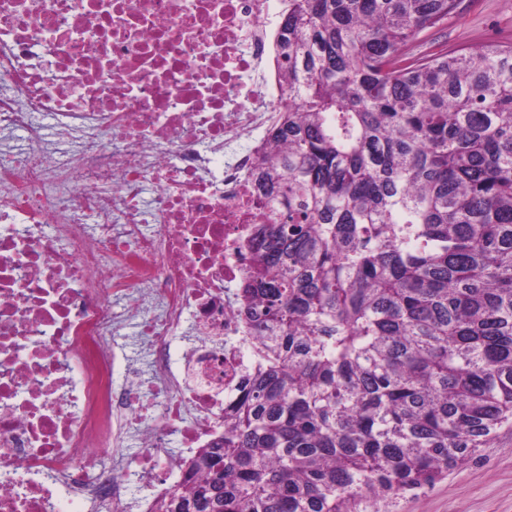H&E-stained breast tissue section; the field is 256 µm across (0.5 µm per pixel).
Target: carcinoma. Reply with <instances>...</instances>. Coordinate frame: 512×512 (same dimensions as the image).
Wrapping results in <instances>:
<instances>
[{"label":"carcinoma","instance_id":"obj_1","mask_svg":"<svg viewBox=\"0 0 512 512\" xmlns=\"http://www.w3.org/2000/svg\"><path fill=\"white\" fill-rule=\"evenodd\" d=\"M461 2L288 0L259 368L156 512H352L512 425V45L409 50Z\"/></svg>","mask_w":512,"mask_h":512}]
</instances>
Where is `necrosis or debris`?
<instances>
[{
    "label": "necrosis or debris",
    "instance_id": "4bbe7bcc",
    "mask_svg": "<svg viewBox=\"0 0 512 512\" xmlns=\"http://www.w3.org/2000/svg\"><path fill=\"white\" fill-rule=\"evenodd\" d=\"M281 26L272 0H0V512H155L223 433L258 368L236 292ZM133 317L151 371L118 384Z\"/></svg>",
    "mask_w": 512,
    "mask_h": 512
}]
</instances>
